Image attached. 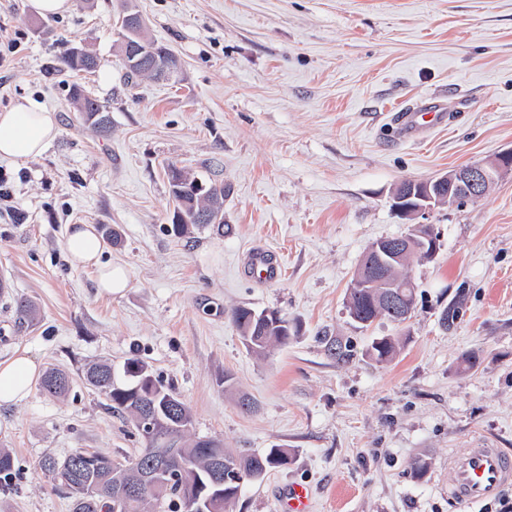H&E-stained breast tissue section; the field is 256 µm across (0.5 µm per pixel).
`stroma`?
I'll return each instance as SVG.
<instances>
[{"label": "stroma", "mask_w": 512, "mask_h": 512, "mask_svg": "<svg viewBox=\"0 0 512 512\" xmlns=\"http://www.w3.org/2000/svg\"><path fill=\"white\" fill-rule=\"evenodd\" d=\"M130 5L146 38L176 56L172 79L128 84L121 0H73L53 18L33 0H0V32L16 43L0 49V112L30 97L58 124L40 156L0 160L25 216L0 215V362L25 351L72 379L65 395L35 385L0 405V448L18 467L0 512H72L44 455L143 447L84 378L91 363L131 358L187 405L192 435L244 453L288 450L287 466L242 486L233 512H288L292 484L308 488L311 512L511 507L512 486L480 506L450 501L448 457L479 439L512 448V173L474 202L429 211L440 250L409 269L407 324L358 328L346 298L367 246L411 225L392 206L399 183L512 149V0ZM75 46L99 57L94 73L58 69ZM76 82L109 108V135L73 111ZM437 95L448 124L400 138L394 108ZM170 165L223 179V233H170ZM71 224L118 231L102 259L127 270L122 295H98L95 269L69 263ZM257 246L278 250V283L244 274ZM19 299L36 302V321L18 318ZM239 306L281 310L302 332L255 357L230 318ZM401 332L409 340L391 361L370 356L373 337ZM334 339L344 358L328 352ZM471 352L480 363L467 371ZM242 395L254 409L239 408ZM417 457L430 463L421 480Z\"/></svg>", "instance_id": "obj_1"}]
</instances>
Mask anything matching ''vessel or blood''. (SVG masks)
I'll return each instance as SVG.
<instances>
[{
    "mask_svg": "<svg viewBox=\"0 0 512 512\" xmlns=\"http://www.w3.org/2000/svg\"><path fill=\"white\" fill-rule=\"evenodd\" d=\"M245 271L265 282L274 283L282 276V265L273 251L259 247L250 252ZM510 486L511 451L479 441L448 460V497L455 503L477 506L493 500Z\"/></svg>",
    "mask_w": 512,
    "mask_h": 512,
    "instance_id": "1",
    "label": "vessel or blood"
}]
</instances>
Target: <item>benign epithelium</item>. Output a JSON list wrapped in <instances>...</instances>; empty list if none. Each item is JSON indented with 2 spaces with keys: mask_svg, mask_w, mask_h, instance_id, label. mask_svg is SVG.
I'll return each mask as SVG.
<instances>
[{
  "mask_svg": "<svg viewBox=\"0 0 512 512\" xmlns=\"http://www.w3.org/2000/svg\"><path fill=\"white\" fill-rule=\"evenodd\" d=\"M120 25L124 30L125 60L127 65L155 74L159 77H171L175 69L167 58L155 57L146 60L141 56L140 44L136 42L142 30L141 16L128 9L122 15ZM490 184L489 172L482 164L454 170L438 176L423 185L397 187L393 194V207L399 212L414 218L421 217L430 209L439 205L453 206L458 203L456 190L462 188L467 192H477L483 186ZM417 240H408L406 250L391 245L384 251L386 259L381 261L383 269L390 268L402 260L407 250L413 248L422 255V262L436 258L437 244L436 232L432 225L418 223L412 226Z\"/></svg>",
  "mask_w": 512,
  "mask_h": 512,
  "instance_id": "benign-epithelium-1",
  "label": "benign epithelium"
}]
</instances>
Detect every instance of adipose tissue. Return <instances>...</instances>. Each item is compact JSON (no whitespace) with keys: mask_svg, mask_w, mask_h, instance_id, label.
<instances>
[{"mask_svg":"<svg viewBox=\"0 0 512 512\" xmlns=\"http://www.w3.org/2000/svg\"><path fill=\"white\" fill-rule=\"evenodd\" d=\"M57 129L54 113L32 98H20L11 108L0 112V158L21 161L36 158L55 138ZM65 249L74 266L97 268L100 294L110 296L127 288L129 277L124 267L100 265L104 243L95 225H71ZM39 371V364L24 353L0 363V404L25 399Z\"/></svg>","mask_w":512,"mask_h":512,"instance_id":"1","label":"adipose tissue"}]
</instances>
